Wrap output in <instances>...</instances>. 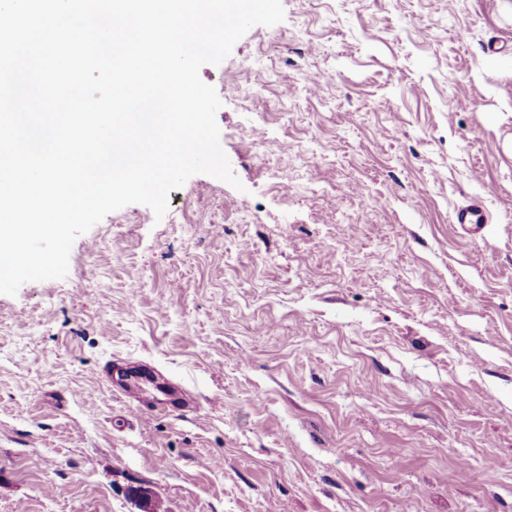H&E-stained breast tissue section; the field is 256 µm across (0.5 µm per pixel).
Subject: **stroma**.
<instances>
[{"label": "stroma", "instance_id": "obj_1", "mask_svg": "<svg viewBox=\"0 0 512 512\" xmlns=\"http://www.w3.org/2000/svg\"><path fill=\"white\" fill-rule=\"evenodd\" d=\"M282 4L200 70L239 187L0 294V512H512V0ZM453 224H460L462 228H468L473 232L479 229V224H486L488 218L480 205L471 203L457 207L451 216Z\"/></svg>", "mask_w": 512, "mask_h": 512}]
</instances>
